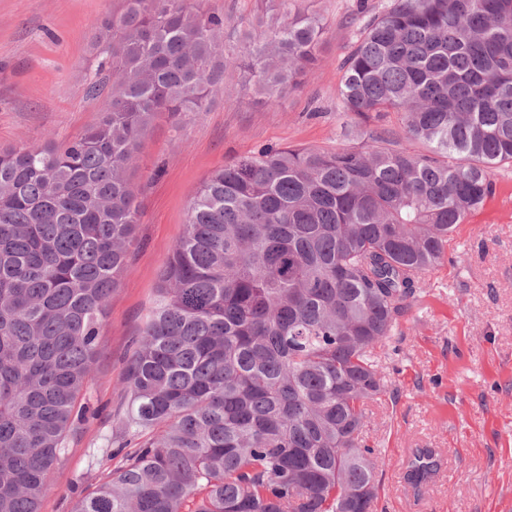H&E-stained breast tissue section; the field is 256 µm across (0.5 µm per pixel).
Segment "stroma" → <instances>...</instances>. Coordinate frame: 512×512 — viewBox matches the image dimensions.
<instances>
[{"label": "stroma", "instance_id": "1", "mask_svg": "<svg viewBox=\"0 0 512 512\" xmlns=\"http://www.w3.org/2000/svg\"><path fill=\"white\" fill-rule=\"evenodd\" d=\"M383 2L297 0L324 27L300 90L272 105L231 68L204 112L186 121L163 113L148 127L128 172L139 205L134 242L100 328L80 401L86 414L68 436L41 512H71L96 483L95 454L111 447L127 408V361L201 182L266 147L352 145L341 65L364 13ZM122 8L123 0H0V149L64 143L99 122V103L85 96L103 59L95 22ZM199 8L223 14L233 43L247 21L277 17L275 0H201ZM494 181L493 196L458 225L379 351L385 391L363 430L380 482L374 512H512V167ZM416 448L440 460L418 491L406 480Z\"/></svg>", "mask_w": 512, "mask_h": 512}]
</instances>
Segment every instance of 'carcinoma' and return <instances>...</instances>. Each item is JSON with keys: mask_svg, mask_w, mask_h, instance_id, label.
Instances as JSON below:
<instances>
[{"mask_svg": "<svg viewBox=\"0 0 512 512\" xmlns=\"http://www.w3.org/2000/svg\"><path fill=\"white\" fill-rule=\"evenodd\" d=\"M279 16L230 46L196 0H124L96 23L100 121L0 149V512H40L139 223L126 177L160 112H203L231 65L268 102L301 86L323 27ZM358 145L268 148L208 176L125 370L116 461L72 512H371L376 349L457 225L512 166V0H388L343 64ZM422 143L427 153L416 152ZM437 470L421 448L407 481Z\"/></svg>", "mask_w": 512, "mask_h": 512, "instance_id": "1", "label": "carcinoma"}]
</instances>
